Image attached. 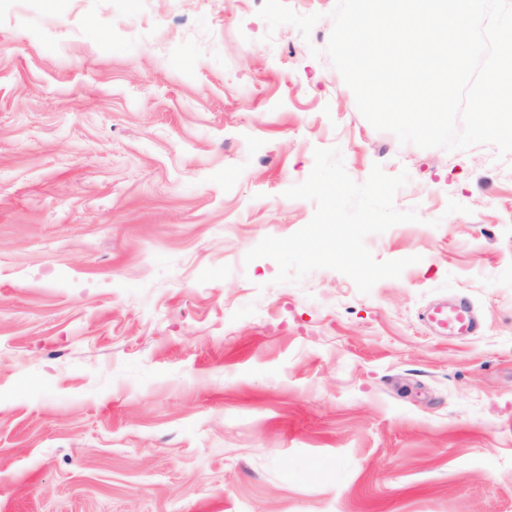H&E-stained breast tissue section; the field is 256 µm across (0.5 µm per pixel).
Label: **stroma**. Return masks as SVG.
I'll return each instance as SVG.
<instances>
[{"instance_id":"35a3bbf8","label":"stroma","mask_w":512,"mask_h":512,"mask_svg":"<svg viewBox=\"0 0 512 512\" xmlns=\"http://www.w3.org/2000/svg\"><path fill=\"white\" fill-rule=\"evenodd\" d=\"M259 0H0V512H512V153L375 130ZM407 172L358 292L245 262L318 148ZM464 205L447 213L449 201ZM465 299L477 335L432 331Z\"/></svg>"}]
</instances>
